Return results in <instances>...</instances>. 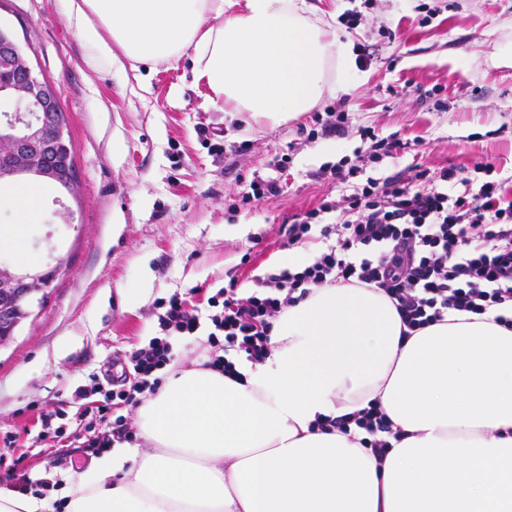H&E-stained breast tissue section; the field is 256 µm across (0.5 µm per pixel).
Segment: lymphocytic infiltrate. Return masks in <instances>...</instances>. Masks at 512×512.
Here are the masks:
<instances>
[{"instance_id": "1", "label": "lymphocytic infiltrate", "mask_w": 512, "mask_h": 512, "mask_svg": "<svg viewBox=\"0 0 512 512\" xmlns=\"http://www.w3.org/2000/svg\"><path fill=\"white\" fill-rule=\"evenodd\" d=\"M368 147L356 163L332 167L333 180L355 182L340 205L323 203L293 215L281 228L289 245L318 232L324 249L298 272L284 270L257 279L254 291L242 295L229 281L207 300L194 305L193 291L162 302L161 336L125 355L121 375L111 384L94 381L75 393L78 421L91 432L86 448L99 454L114 440L134 442L136 434L119 411L141 405L160 388V375L170 364L171 344L164 334L196 335L211 327L201 343L206 367L235 374V358L259 364L270 355L274 319L294 303L326 284L344 283L385 292L409 331L443 321L451 312L482 315L512 302V197L495 180L492 161H479L481 183L460 177L455 168L433 171L418 165L404 173L368 177L364 162H378L406 149L395 136L359 128ZM336 212L335 222L320 223L321 214ZM319 429L364 431V448L384 461L392 444V424L378 402L356 413L319 422Z\"/></svg>"}]
</instances>
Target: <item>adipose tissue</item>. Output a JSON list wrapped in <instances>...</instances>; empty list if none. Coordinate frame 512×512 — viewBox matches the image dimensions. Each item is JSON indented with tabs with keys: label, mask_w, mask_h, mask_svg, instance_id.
Instances as JSON below:
<instances>
[{
	"label": "adipose tissue",
	"mask_w": 512,
	"mask_h": 512,
	"mask_svg": "<svg viewBox=\"0 0 512 512\" xmlns=\"http://www.w3.org/2000/svg\"><path fill=\"white\" fill-rule=\"evenodd\" d=\"M306 0H66L90 51L116 68L178 62L228 113L282 125L313 110L348 46ZM42 190L17 187L0 245L26 261ZM512 306L403 337L393 301L329 284L273 322L271 354L238 378L196 364L140 405L131 467L101 456L66 512H512ZM379 400L400 435L384 463L361 432L315 429Z\"/></svg>",
	"instance_id": "1"
}]
</instances>
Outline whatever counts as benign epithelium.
Returning a JSON list of instances; mask_svg holds the SVG:
<instances>
[{
	"label": "benign epithelium",
	"instance_id": "benign-epithelium-1",
	"mask_svg": "<svg viewBox=\"0 0 512 512\" xmlns=\"http://www.w3.org/2000/svg\"><path fill=\"white\" fill-rule=\"evenodd\" d=\"M6 92L19 107L0 116L1 177L36 172L72 189L74 180L68 166L56 161L59 151L71 142L66 122L52 86L41 78L26 59L13 33L0 25V94ZM11 286L17 289L15 305L29 307L34 296L49 287L53 275L40 271L3 267Z\"/></svg>",
	"mask_w": 512,
	"mask_h": 512
}]
</instances>
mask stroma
Returning <instances> with one entry per match:
<instances>
[{
  "instance_id": "obj_1",
  "label": "stroma",
  "mask_w": 512,
  "mask_h": 512,
  "mask_svg": "<svg viewBox=\"0 0 512 512\" xmlns=\"http://www.w3.org/2000/svg\"><path fill=\"white\" fill-rule=\"evenodd\" d=\"M308 2L357 65L333 66L336 88L316 112L273 126L230 119L211 102L193 78V51L174 65L119 71L92 59L64 0H0V22L56 92L79 185L74 196L44 186L38 215L23 228L30 269L66 265L0 347V437L39 432L44 413L75 416L76 388L159 336L161 300L192 288L203 309L229 279L246 294L279 271L289 250L281 224L352 193L323 172L365 150L358 128L411 144L369 164L374 177L412 164L469 171L490 159L499 179L512 178V66L498 62L512 48V0ZM352 8L362 21L350 31L339 17ZM339 104L353 132L306 139L315 113ZM257 177L276 181L280 195L243 203ZM83 435L73 423L54 447L0 450V488L47 472L69 483L93 461L76 446Z\"/></svg>"
}]
</instances>
